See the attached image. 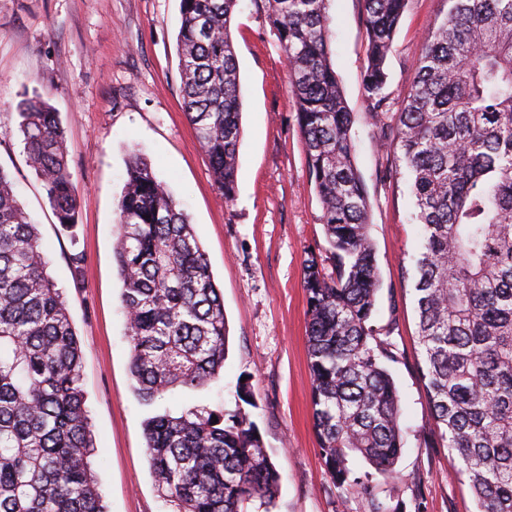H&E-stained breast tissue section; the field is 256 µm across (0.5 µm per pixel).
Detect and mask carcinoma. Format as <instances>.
Listing matches in <instances>:
<instances>
[{"label": "carcinoma", "mask_w": 512, "mask_h": 512, "mask_svg": "<svg viewBox=\"0 0 512 512\" xmlns=\"http://www.w3.org/2000/svg\"><path fill=\"white\" fill-rule=\"evenodd\" d=\"M238 2L180 0L177 35L185 113L227 204L242 138L231 37ZM328 2L255 0L286 62L329 245V255L312 252L303 265L313 428L337 488L361 493L367 512H400L372 484L397 477L408 426L389 342L372 324L381 280L352 113L332 64ZM362 2L364 91L394 156L385 176L408 185L419 230L418 369L431 418L478 512H512V0H448L394 115L385 63L407 0ZM16 117L59 223L76 224L79 194L57 113L34 96ZM117 224L137 396L150 404L178 386L208 385L224 368V299L187 213L136 153ZM81 360L38 229L0 170V512H107ZM143 431L158 491L177 512H247L273 501L280 474L241 407L155 415ZM355 455L371 471L357 475Z\"/></svg>", "instance_id": "carcinoma-1"}]
</instances>
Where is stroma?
<instances>
[{"label":"stroma","instance_id":"1","mask_svg":"<svg viewBox=\"0 0 512 512\" xmlns=\"http://www.w3.org/2000/svg\"><path fill=\"white\" fill-rule=\"evenodd\" d=\"M447 0H408L387 58L391 111H401L427 33ZM362 0H331L332 63L354 121L355 162L370 196V235L381 290L374 322L398 356L389 369L413 434L399 477L380 496L403 512H474L466 483L448 464L418 370L412 282L404 268L418 242L404 182L387 178L392 160L377 141L364 95ZM179 0H0V170L38 227L48 272L62 288L82 347V376L95 444L93 471L107 512H174L146 455L147 417L234 407L245 381L251 419L282 476L270 512H366L362 495L337 489L312 424L303 262L327 248L321 207L306 166L287 68L273 29L253 0H240L232 39L239 66L243 135L237 194L225 204L210 162L183 111L177 52ZM38 94L58 112L79 190L77 222L57 223L27 165L13 116ZM149 160L184 207L224 297L229 331L224 369L209 386L176 388L141 404L113 247L116 208L131 152ZM83 251L81 273L68 256Z\"/></svg>","mask_w":512,"mask_h":512}]
</instances>
